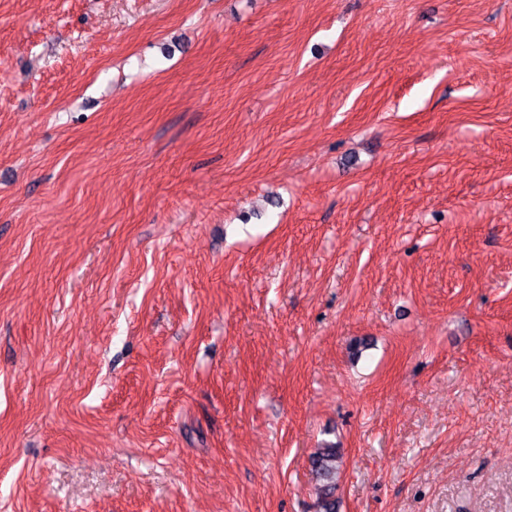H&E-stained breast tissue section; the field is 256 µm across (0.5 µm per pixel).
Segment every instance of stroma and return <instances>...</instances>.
<instances>
[{
    "label": "stroma",
    "mask_w": 512,
    "mask_h": 512,
    "mask_svg": "<svg viewBox=\"0 0 512 512\" xmlns=\"http://www.w3.org/2000/svg\"><path fill=\"white\" fill-rule=\"evenodd\" d=\"M512 512V0H0V512ZM336 458L337 449L333 445H326L311 456L310 464L312 471L321 482L320 512L336 511Z\"/></svg>",
    "instance_id": "35a3bbf8"
}]
</instances>
